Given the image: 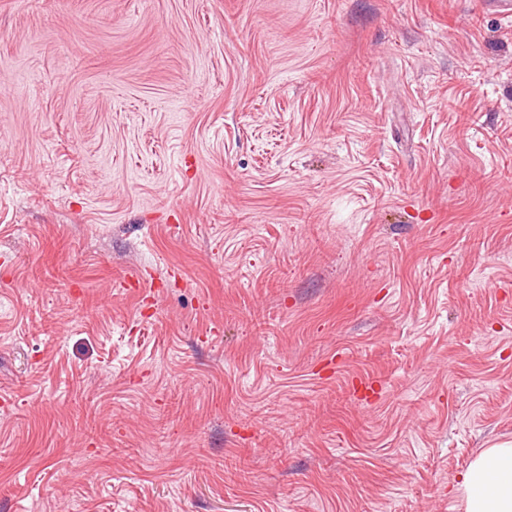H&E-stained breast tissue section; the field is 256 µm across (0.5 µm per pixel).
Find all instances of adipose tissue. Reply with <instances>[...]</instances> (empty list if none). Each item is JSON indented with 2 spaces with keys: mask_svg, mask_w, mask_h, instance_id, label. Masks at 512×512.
Listing matches in <instances>:
<instances>
[{
  "mask_svg": "<svg viewBox=\"0 0 512 512\" xmlns=\"http://www.w3.org/2000/svg\"><path fill=\"white\" fill-rule=\"evenodd\" d=\"M464 512H512V442L480 452L459 478Z\"/></svg>",
  "mask_w": 512,
  "mask_h": 512,
  "instance_id": "obj_1",
  "label": "adipose tissue"
}]
</instances>
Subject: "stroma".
<instances>
[{
  "instance_id": "stroma-1",
  "label": "stroma",
  "mask_w": 512,
  "mask_h": 512,
  "mask_svg": "<svg viewBox=\"0 0 512 512\" xmlns=\"http://www.w3.org/2000/svg\"><path fill=\"white\" fill-rule=\"evenodd\" d=\"M507 440L495 8L0 0V512H464Z\"/></svg>"
}]
</instances>
